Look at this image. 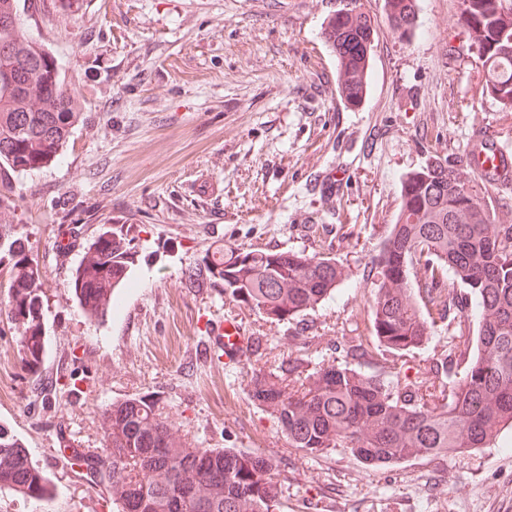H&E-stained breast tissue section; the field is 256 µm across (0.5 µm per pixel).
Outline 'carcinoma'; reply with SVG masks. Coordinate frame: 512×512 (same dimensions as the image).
Returning a JSON list of instances; mask_svg holds the SVG:
<instances>
[{
    "label": "carcinoma",
    "mask_w": 512,
    "mask_h": 512,
    "mask_svg": "<svg viewBox=\"0 0 512 512\" xmlns=\"http://www.w3.org/2000/svg\"><path fill=\"white\" fill-rule=\"evenodd\" d=\"M339 0L325 19L323 37L336 59L342 98L358 105L366 95L374 29L364 12ZM19 0H0V317L17 336L20 368L32 377L46 354L45 306L40 269L15 231L14 177L40 170L58 156L80 120L81 104L61 77L50 79L43 48L23 29ZM390 28L400 37L415 25V0H385ZM467 47L486 70L482 94L512 112V0H461ZM396 224L372 261L371 323L385 351L400 356L421 349L434 328L430 309L447 307L448 277L463 288L460 303L474 305L476 354L463 376L428 399L381 374L365 375L331 364L303 374L296 358L275 372L258 370L247 384L249 399L267 412L293 448L318 455L348 449L370 466L399 464L412 456L471 453L503 430H512V227L492 224L478 190L465 187L448 161L438 157L405 177ZM466 220H458L459 214ZM70 288L85 316L98 321L112 300L92 304L114 269L130 267L129 243L116 230L82 246ZM424 263L426 275L410 287L409 269ZM346 279L336 259L323 253L246 250L224 259L219 249L188 270L185 286L205 282L276 321L299 318L329 298ZM426 301L419 303L418 296ZM112 435L91 460L70 457L99 473L116 512H276L282 490L275 460L233 448H196L144 398L113 403L105 412ZM44 500L47 474L22 441L0 424V491Z\"/></svg>",
    "instance_id": "carcinoma-1"
}]
</instances>
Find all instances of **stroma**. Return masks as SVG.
Returning a JSON list of instances; mask_svg holds the SVG:
<instances>
[{"label":"stroma","instance_id":"stroma-1","mask_svg":"<svg viewBox=\"0 0 512 512\" xmlns=\"http://www.w3.org/2000/svg\"><path fill=\"white\" fill-rule=\"evenodd\" d=\"M334 0H20L29 36L57 60L82 118L46 168L14 183L17 231L44 279L48 348L39 378L0 321V422L51 479L43 503L0 492V512H113L112 496L67 448L97 455L112 402L149 396L199 448L274 456L280 512H512V432L471 454L372 468L344 449L290 447L247 395L254 370L302 358L440 388L462 374L477 326L447 306L428 342L398 356L371 321V259L400 209L402 178L448 160L500 227L512 190L481 186L473 133L512 154V112L482 95L462 51L460 0H417L416 28L393 34L384 0H361L376 39L362 103H345L323 34ZM131 240L130 285L101 321L68 287L83 245L106 229ZM71 233L73 248L53 243ZM273 249L335 256L348 277L306 315L274 322L182 276L207 252ZM237 320L261 341L245 361L204 357L208 325Z\"/></svg>","mask_w":512,"mask_h":512}]
</instances>
